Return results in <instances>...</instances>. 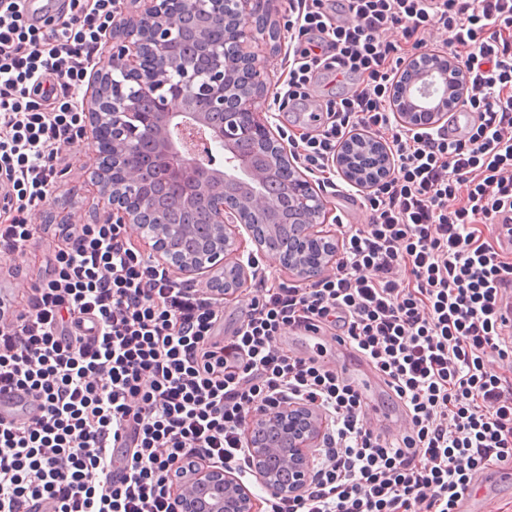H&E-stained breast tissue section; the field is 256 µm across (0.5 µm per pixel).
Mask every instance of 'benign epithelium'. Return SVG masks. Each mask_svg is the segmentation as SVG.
Returning a JSON list of instances; mask_svg holds the SVG:
<instances>
[{
    "mask_svg": "<svg viewBox=\"0 0 512 512\" xmlns=\"http://www.w3.org/2000/svg\"><path fill=\"white\" fill-rule=\"evenodd\" d=\"M266 2L146 0L138 20L114 27L123 40L85 96V134L91 137L101 209L150 241L154 260L230 297L244 288L248 274L237 259L242 228L260 253L275 256L302 280L321 277L333 264L319 231L327 200L310 180L288 183L292 204L306 222L282 245L271 233L272 207L263 186L280 165L295 166L288 140L271 123L265 73L248 51L265 34L258 17ZM187 14L203 15L206 28L223 32L224 39L187 55L174 23ZM461 90L448 57L419 53L408 62L392 110L408 129L431 127L459 101ZM219 147L231 154L222 171L213 168ZM149 166L167 174L179 207L203 215L205 250L183 251L178 238L193 228L166 224L153 212ZM230 259L233 278L226 282L220 273ZM322 434V418L299 405L250 419L249 453L267 494L303 489ZM174 512H257V503L234 475L206 467L178 492Z\"/></svg>",
    "mask_w": 512,
    "mask_h": 512,
    "instance_id": "1",
    "label": "benign epithelium"
}]
</instances>
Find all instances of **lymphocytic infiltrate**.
Listing matches in <instances>:
<instances>
[{"mask_svg":"<svg viewBox=\"0 0 512 512\" xmlns=\"http://www.w3.org/2000/svg\"><path fill=\"white\" fill-rule=\"evenodd\" d=\"M22 2L0 0L1 255L39 231L120 0H66L44 26ZM281 25L294 58L279 107L350 83L321 130L289 135L295 162L330 188L347 134L387 146L389 175L361 193L367 223L343 225L323 277H260L227 333L221 292L143 258L130 225H59L47 276L0 293V390L30 405L0 417V512H173L195 466L258 483L248 419L292 405L329 424L304 489L263 512H460L484 470L512 463V381L491 368L512 362L498 318L512 257L486 234L512 215V0H291ZM438 50L475 116L460 139L407 130L390 107L403 65ZM301 329L335 331L385 379L399 437L339 372L281 347Z\"/></svg>","mask_w":512,"mask_h":512,"instance_id":"f902f5d3","label":"lymphocytic infiltrate"}]
</instances>
